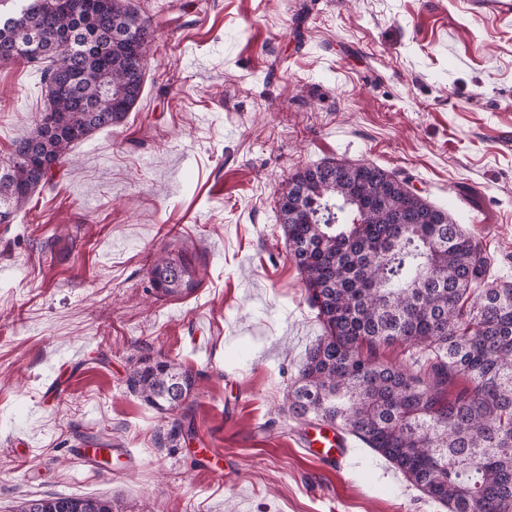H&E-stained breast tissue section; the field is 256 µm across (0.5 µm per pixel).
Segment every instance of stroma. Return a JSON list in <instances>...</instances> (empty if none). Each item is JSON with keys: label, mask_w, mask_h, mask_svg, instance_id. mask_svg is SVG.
I'll return each instance as SVG.
<instances>
[{"label": "stroma", "mask_w": 512, "mask_h": 512, "mask_svg": "<svg viewBox=\"0 0 512 512\" xmlns=\"http://www.w3.org/2000/svg\"><path fill=\"white\" fill-rule=\"evenodd\" d=\"M130 3L152 39L140 99L0 224V512L55 494L122 512H447L369 448L333 471L304 454L314 424L283 407L322 327L278 198L326 160L379 165L512 283V24L470 0ZM45 95L35 68L0 62V160ZM164 248L201 258L189 296L150 288ZM156 353L196 375L172 416L126 388ZM100 440L111 467L74 460Z\"/></svg>", "instance_id": "35a3bbf8"}]
</instances>
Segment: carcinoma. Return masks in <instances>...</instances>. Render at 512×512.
Instances as JSON below:
<instances>
[{
    "label": "carcinoma",
    "mask_w": 512,
    "mask_h": 512,
    "mask_svg": "<svg viewBox=\"0 0 512 512\" xmlns=\"http://www.w3.org/2000/svg\"><path fill=\"white\" fill-rule=\"evenodd\" d=\"M69 0H0V57L38 68L47 104L0 163V224L48 184L72 148L137 103L150 25L126 0L87 19ZM278 220L323 336L288 394V413L357 438L448 512H512V284L486 280L482 247L448 213L374 164L325 161L284 182ZM199 258L163 251L148 269L162 297L191 294ZM404 346L406 363L381 360ZM127 388L160 413L195 375L144 356ZM120 512L109 498L48 496L13 512Z\"/></svg>",
    "instance_id": "cac0c4a2"
}]
</instances>
